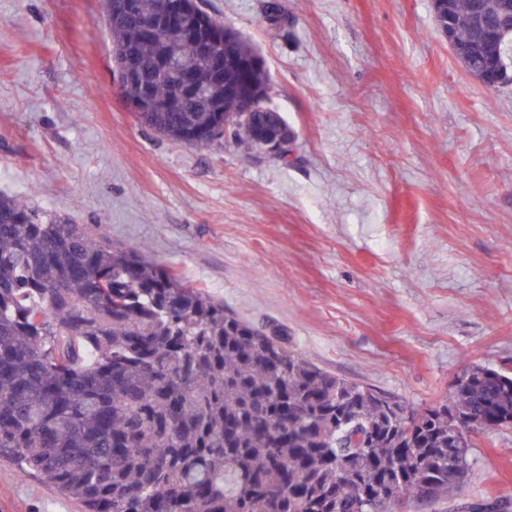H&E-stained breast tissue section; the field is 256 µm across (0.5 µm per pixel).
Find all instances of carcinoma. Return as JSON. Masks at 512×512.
Wrapping results in <instances>:
<instances>
[{
    "instance_id": "carcinoma-1",
    "label": "carcinoma",
    "mask_w": 512,
    "mask_h": 512,
    "mask_svg": "<svg viewBox=\"0 0 512 512\" xmlns=\"http://www.w3.org/2000/svg\"><path fill=\"white\" fill-rule=\"evenodd\" d=\"M504 0H439L436 19L473 77L495 56L512 70V36L484 38ZM157 0H106L114 49ZM176 22L145 34L138 65L178 57L202 93L151 85L140 124L205 146L230 135L260 148L283 116L264 65L238 34L219 63L196 62ZM248 120L224 130V115ZM423 411L330 374L142 254L0 192V452L84 512H392L412 495L445 499L470 464L448 419L488 435L512 427V376L484 366Z\"/></svg>"
}]
</instances>
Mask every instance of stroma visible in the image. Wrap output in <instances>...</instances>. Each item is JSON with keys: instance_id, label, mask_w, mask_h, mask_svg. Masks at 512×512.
<instances>
[{"instance_id": "35a3bbf8", "label": "stroma", "mask_w": 512, "mask_h": 512, "mask_svg": "<svg viewBox=\"0 0 512 512\" xmlns=\"http://www.w3.org/2000/svg\"><path fill=\"white\" fill-rule=\"evenodd\" d=\"M264 57L282 161L141 126L104 0H0V190L135 243L323 370L422 410L512 374V85L486 89L433 0H203ZM447 500L512 512V428ZM0 512H81L0 455Z\"/></svg>"}]
</instances>
